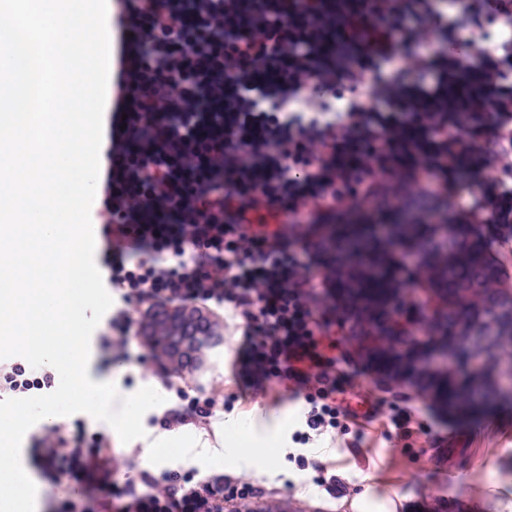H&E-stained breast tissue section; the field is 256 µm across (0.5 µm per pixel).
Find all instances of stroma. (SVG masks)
<instances>
[{
	"label": "stroma",
	"instance_id": "1",
	"mask_svg": "<svg viewBox=\"0 0 512 512\" xmlns=\"http://www.w3.org/2000/svg\"><path fill=\"white\" fill-rule=\"evenodd\" d=\"M222 318L224 344L202 372L177 377L163 373L154 361L143 368L121 364L116 350L94 336L90 374L115 383L122 393L151 386L165 396L163 405L143 417L151 437L161 434L158 419L176 405L178 387L193 396L213 392L224 399L223 412L182 427L207 451L222 449L221 428L237 419L270 431L299 413L302 404L290 401L275 383L256 391L239 380L242 328L230 311H223ZM346 336V328H333L337 365L351 372L356 384L347 400L353 406L366 396L381 401L382 418L362 425L342 418L336 429L306 443L287 438L282 470L268 473L255 467L246 472L224 466L220 472L225 483L250 482L259 490L255 503L266 508L284 503L288 512H353V503L360 500L386 503L389 512H499L497 500L512 501V400L469 416L448 415L408 389L379 385ZM395 408L410 411L411 436H402L389 424L386 415ZM298 454L307 457L308 467L297 465Z\"/></svg>",
	"mask_w": 512,
	"mask_h": 512
}]
</instances>
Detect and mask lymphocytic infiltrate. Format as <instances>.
I'll list each match as a JSON object with an SVG mask.
<instances>
[{
	"mask_svg": "<svg viewBox=\"0 0 512 512\" xmlns=\"http://www.w3.org/2000/svg\"><path fill=\"white\" fill-rule=\"evenodd\" d=\"M501 17L512 0H471L453 17L435 0H114L95 207L113 298L103 343L126 350L158 305L231 308L245 372L303 395L301 441L335 428L351 387L323 342L338 214L448 198L473 166L496 175L462 217L512 237V40L494 56L457 53L464 31ZM408 71L434 79L410 88ZM58 385L47 368L0 359L1 398ZM37 445L43 476L66 491L58 512H224L253 495L175 469L117 483L110 441L63 424Z\"/></svg>",
	"mask_w": 512,
	"mask_h": 512,
	"instance_id": "obj_1",
	"label": "lymphocytic infiltrate"
}]
</instances>
